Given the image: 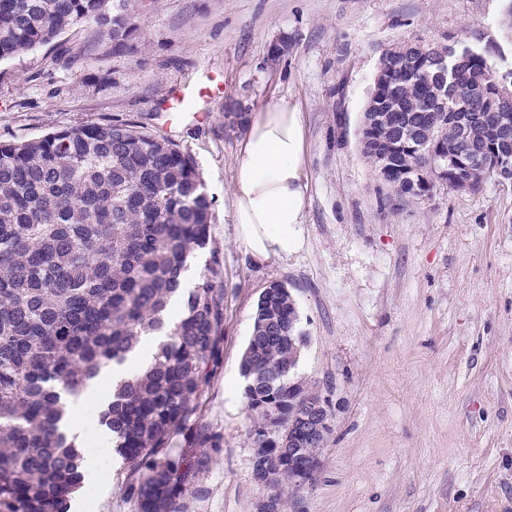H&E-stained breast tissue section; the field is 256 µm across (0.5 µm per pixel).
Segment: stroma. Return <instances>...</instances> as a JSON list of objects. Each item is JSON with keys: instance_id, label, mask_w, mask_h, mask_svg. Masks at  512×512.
I'll return each instance as SVG.
<instances>
[{"instance_id": "35a3bbf8", "label": "stroma", "mask_w": 512, "mask_h": 512, "mask_svg": "<svg viewBox=\"0 0 512 512\" xmlns=\"http://www.w3.org/2000/svg\"><path fill=\"white\" fill-rule=\"evenodd\" d=\"M505 0H131L115 46L79 23L0 62V142L132 123L174 142L212 198L224 266V365L201 420L224 438L188 512H255L250 414L239 361L261 292L285 283L308 338L298 373L332 431L320 473L284 512H512V182L436 186L390 199L357 139L382 53L452 39L512 71ZM210 76L209 112H162L174 87ZM257 114L280 99L303 119L302 241L258 261L231 219L241 131L224 102ZM76 512H134L102 444Z\"/></svg>"}]
</instances>
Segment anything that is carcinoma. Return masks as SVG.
I'll return each mask as SVG.
<instances>
[{
    "label": "carcinoma",
    "mask_w": 512,
    "mask_h": 512,
    "mask_svg": "<svg viewBox=\"0 0 512 512\" xmlns=\"http://www.w3.org/2000/svg\"><path fill=\"white\" fill-rule=\"evenodd\" d=\"M86 21L122 45L132 32L127 0H0V61L50 43ZM439 45L413 55L386 50L361 117V154L396 198L444 185L477 190L499 176H470L453 150L512 151L499 140L512 94L479 53L455 86L469 94L464 124L436 106L424 78ZM435 113L416 141L399 139L405 121ZM428 171V185L415 180ZM212 201L193 160L169 140L129 124L60 129L0 143V512H69L85 480L84 453L61 430L64 399L77 398L108 367L131 362L145 340H161L146 371L112 385L100 425L125 473L135 512H186L200 471L224 445L203 424L199 399L224 362V266L212 247ZM209 260L186 284L189 259ZM298 310L288 287L259 296L239 371L252 426L273 419L280 433L255 451L254 480H288L280 447L300 410L282 377L300 355L289 340ZM174 448H206L193 459Z\"/></svg>",
    "instance_id": "obj_1"
}]
</instances>
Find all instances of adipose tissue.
Segmentation results:
<instances>
[{"mask_svg": "<svg viewBox=\"0 0 512 512\" xmlns=\"http://www.w3.org/2000/svg\"><path fill=\"white\" fill-rule=\"evenodd\" d=\"M302 150V115L285 98L258 112L238 143L231 217L253 258L268 260L301 241L307 198Z\"/></svg>", "mask_w": 512, "mask_h": 512, "instance_id": "adipose-tissue-1", "label": "adipose tissue"}]
</instances>
